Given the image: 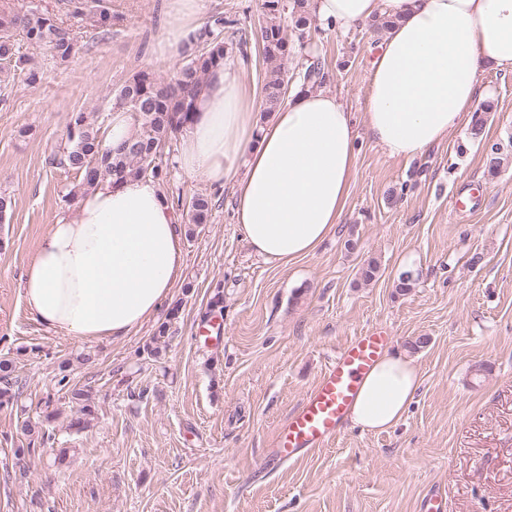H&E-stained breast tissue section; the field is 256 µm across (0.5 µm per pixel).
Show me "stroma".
<instances>
[{
	"label": "stroma",
	"mask_w": 512,
	"mask_h": 512,
	"mask_svg": "<svg viewBox=\"0 0 512 512\" xmlns=\"http://www.w3.org/2000/svg\"><path fill=\"white\" fill-rule=\"evenodd\" d=\"M80 32L85 46L61 61L44 46L24 51L35 82L0 74V359H13L17 403L0 407V512H420L439 494L442 512H512V72L481 85L496 104L483 139L468 125L412 160L388 156L359 128L345 211L310 255L289 266L248 245L232 187L216 189L179 165L184 135L163 155L168 201L204 194L207 224L183 237L185 266L171 298L130 336L83 342L47 329L23 296V275L50 225L71 220L79 173L53 166L73 114L97 128L116 90L140 71L168 79L176 63L157 50L171 0H0L30 4ZM262 0H202L203 20L223 16L228 63L262 86ZM112 29L98 35L95 12ZM382 39L370 24L316 28L288 63L326 62L325 89L361 116L368 61ZM502 159L489 177L490 151ZM485 191L457 216L451 203ZM376 261L369 282L361 272ZM410 272L413 285L395 281ZM222 293L221 307L212 304ZM408 352L422 385L400 423L382 433L342 427L296 461H267L277 427L326 365L374 326ZM166 335H159V327ZM429 337L418 351L408 342ZM158 346L150 355V346ZM95 418L69 429L73 390ZM30 421L47 439L16 464ZM68 449L65 464L57 449Z\"/></svg>",
	"instance_id": "stroma-1"
}]
</instances>
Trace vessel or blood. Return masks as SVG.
<instances>
[{"label":"vessel or blood","instance_id":"1","mask_svg":"<svg viewBox=\"0 0 512 512\" xmlns=\"http://www.w3.org/2000/svg\"><path fill=\"white\" fill-rule=\"evenodd\" d=\"M388 340L386 329L376 326L344 346L300 406L280 424L275 444L267 451L269 461L296 460L336 437L361 378L372 369Z\"/></svg>","mask_w":512,"mask_h":512}]
</instances>
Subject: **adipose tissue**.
<instances>
[{
    "label": "adipose tissue",
    "mask_w": 512,
    "mask_h": 512,
    "mask_svg": "<svg viewBox=\"0 0 512 512\" xmlns=\"http://www.w3.org/2000/svg\"><path fill=\"white\" fill-rule=\"evenodd\" d=\"M328 29L377 16L392 28L369 69L363 121L389 156L413 158L469 120L484 67L512 70V0H311ZM201 25L199 0H173L159 45L173 55ZM240 68L214 70L185 135L181 167L235 193L239 231L254 252L288 265L312 253L338 224L357 166L352 112L326 90L289 97L267 122ZM184 264L176 216L160 186L102 183L74 219L50 225L23 292L47 328L82 341L119 340L171 297ZM421 384L404 353L387 352L363 377L346 419L368 432L396 426Z\"/></svg>",
    "instance_id": "adipose-tissue-1"
}]
</instances>
